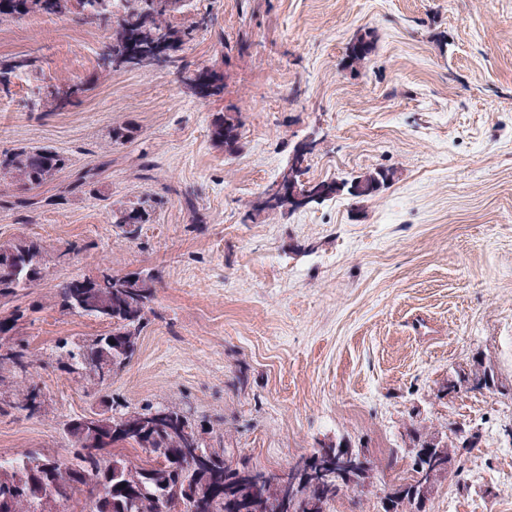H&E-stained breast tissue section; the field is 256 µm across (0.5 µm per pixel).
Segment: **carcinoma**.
<instances>
[{"label":"carcinoma","mask_w":512,"mask_h":512,"mask_svg":"<svg viewBox=\"0 0 512 512\" xmlns=\"http://www.w3.org/2000/svg\"><path fill=\"white\" fill-rule=\"evenodd\" d=\"M180 0H157L153 13L144 14L142 0H124V11L112 31L109 44L102 53L104 70L134 66L138 55L152 56L163 67L173 56H161L162 46L179 50L192 39V30L179 28L171 22V14L180 10ZM112 0H0V24L28 16H67L93 21L109 12ZM374 50V42L364 36L352 42L346 54L349 68L366 63ZM199 73L210 78L202 96L216 95L223 90L224 75L215 68H202ZM241 113L228 109L213 119L212 140L233 155L242 148ZM137 135L131 123H118L109 133L111 143L122 144ZM68 166V159L48 146L20 147L0 155V183L14 187L16 203L42 185L54 180ZM367 184L364 197L377 194L387 183L389 174L374 169L361 175ZM285 199L269 208L252 207L246 219L255 221L270 214L285 215ZM152 205L143 200L112 211V223L133 238L142 224L149 220ZM66 251L49 249L41 242L17 238L0 243V388L10 380L21 378L15 388L11 409L29 417L42 413L40 388L26 383L31 355L22 345L13 342L9 333L15 331L23 317L14 302L40 286L50 277V262L67 256ZM99 277L63 280L54 285L61 309L67 313L106 322L111 330L79 344L63 341L56 346L58 368L77 374L100 388L110 383L98 376L84 373V363L92 360L99 369L112 376L119 375L133 360L138 340L155 297V280L141 272L122 273L107 267ZM458 384L468 383L480 391L496 386L494 370L476 363L469 370L456 372ZM166 412L161 419L155 415ZM95 428H84L76 422L66 428L73 457L68 462L22 452L11 458L0 457V506L7 512H38L41 497L49 488L91 500L94 512H184L182 505L194 496L201 503V512H327L330 504L349 493L362 492L374 486L379 468H391L398 462L392 452L386 464L353 449L361 464H351L338 471L322 459L323 472L309 480L298 477L287 488L288 500L279 498L280 491L271 490L277 475L253 466L244 457L232 459L225 449L205 444L195 421L175 405H146L136 417L118 419L105 412L95 413ZM119 431L131 448L145 450V457L131 460L115 452L117 442L112 432ZM406 446L422 455L421 467L409 464V476L392 486L381 499L383 512H431L430 500L435 485L442 478L458 476L456 449L474 448L475 434L450 428L442 434L431 427L412 423L407 429Z\"/></svg>","instance_id":"1"}]
</instances>
